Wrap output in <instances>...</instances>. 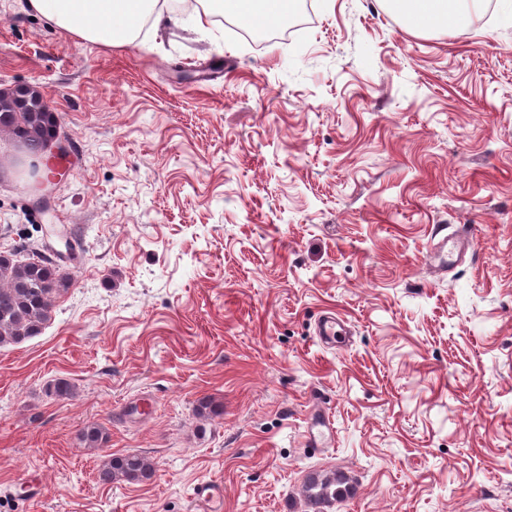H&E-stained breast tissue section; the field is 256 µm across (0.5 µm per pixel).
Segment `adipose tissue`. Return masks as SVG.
I'll return each instance as SVG.
<instances>
[{
  "instance_id": "1",
  "label": "adipose tissue",
  "mask_w": 512,
  "mask_h": 512,
  "mask_svg": "<svg viewBox=\"0 0 512 512\" xmlns=\"http://www.w3.org/2000/svg\"><path fill=\"white\" fill-rule=\"evenodd\" d=\"M198 24L217 15H230L238 23L256 27L287 14L297 0H196ZM470 0H383L384 7L405 18L417 32L457 27ZM30 10L93 43L105 47L136 38L151 20L167 10V0H28Z\"/></svg>"
}]
</instances>
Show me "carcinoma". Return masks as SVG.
Listing matches in <instances>:
<instances>
[{
    "label": "carcinoma",
    "instance_id": "obj_1",
    "mask_svg": "<svg viewBox=\"0 0 512 512\" xmlns=\"http://www.w3.org/2000/svg\"><path fill=\"white\" fill-rule=\"evenodd\" d=\"M57 123L55 113L48 112L42 96L36 91L0 100V131L23 140L26 146L39 151L52 136ZM73 285L70 274L44 254L27 251L18 244L0 253V346L20 343L41 333L50 320L57 297ZM79 440L89 448H103L109 441L106 430L96 424L85 426ZM153 463L140 454L108 458L99 477L104 483L123 481L139 483L150 478ZM349 492L346 478L337 473L315 475L303 487L305 512H327L335 501Z\"/></svg>",
    "mask_w": 512,
    "mask_h": 512
}]
</instances>
